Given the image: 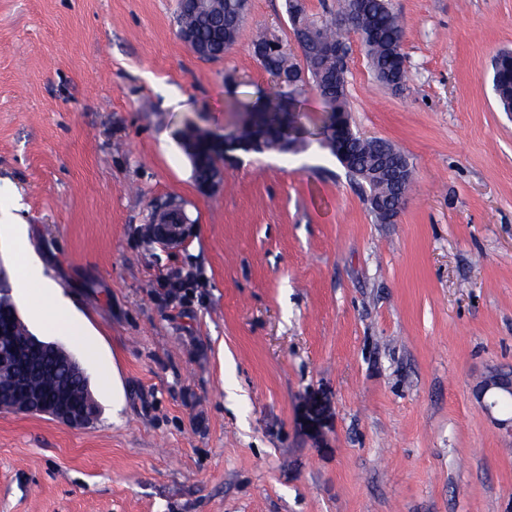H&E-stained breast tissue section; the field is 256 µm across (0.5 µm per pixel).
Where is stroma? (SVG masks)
Returning a JSON list of instances; mask_svg holds the SVG:
<instances>
[{
  "instance_id": "stroma-1",
  "label": "stroma",
  "mask_w": 512,
  "mask_h": 512,
  "mask_svg": "<svg viewBox=\"0 0 512 512\" xmlns=\"http://www.w3.org/2000/svg\"><path fill=\"white\" fill-rule=\"evenodd\" d=\"M409 78L381 86L349 34L351 124L413 164L377 223L321 144L239 153L203 191L177 133H232L274 92L248 0L220 60L177 34L179 0H0V179L28 243L0 269L31 331L26 250L91 334L98 418L0 412V512H512V434L476 396L512 371V112L492 65L512 0H390ZM178 200L192 232L143 235Z\"/></svg>"
}]
</instances>
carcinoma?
<instances>
[{
  "label": "carcinoma",
  "mask_w": 512,
  "mask_h": 512,
  "mask_svg": "<svg viewBox=\"0 0 512 512\" xmlns=\"http://www.w3.org/2000/svg\"><path fill=\"white\" fill-rule=\"evenodd\" d=\"M286 11L291 23L295 43L298 44L303 63H298L292 53H286L273 45V39L260 32L252 42L255 49L265 52L257 61L270 74H292L298 79L296 85H281L269 95L260 97L249 108L256 120L279 134V151L288 149L286 141L298 146L303 140L296 137L297 128L291 114L298 111L299 96L306 90L304 84L311 82L336 95V111H349L346 82H336V59L322 52V45L334 42L348 50L345 34L353 31L362 34L369 67L375 78L392 91H400L408 78L407 56L402 51L403 27L393 12L388 0H362L357 8L356 0H337L336 12L354 15V23L348 26L336 24V16L316 19L306 12L301 0H286ZM179 32L189 33L195 42L203 46L200 57L216 60L224 57L236 42L244 24L240 0H180L177 14ZM493 89L502 109L512 106V54H500L494 63ZM209 134L199 130L193 135L196 142L198 162L193 164L194 179L197 183L209 180L219 174L224 157L205 144ZM387 154L403 168H412L407 156L392 143L381 139H366L358 147L355 157L357 178L369 187V204H378L385 209L396 198L395 186L377 173L376 160ZM6 327L11 340L21 342L33 336L18 315L16 306L9 295V289L0 285V326ZM43 358L47 366L56 369L60 378L65 377L66 363L73 357L62 347L45 350Z\"/></svg>",
  "instance_id": "obj_1"
}]
</instances>
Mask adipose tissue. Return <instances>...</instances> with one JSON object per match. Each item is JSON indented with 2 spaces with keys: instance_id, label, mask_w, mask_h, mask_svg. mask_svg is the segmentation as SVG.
I'll use <instances>...</instances> for the list:
<instances>
[{
  "instance_id": "obj_1",
  "label": "adipose tissue",
  "mask_w": 512,
  "mask_h": 512,
  "mask_svg": "<svg viewBox=\"0 0 512 512\" xmlns=\"http://www.w3.org/2000/svg\"><path fill=\"white\" fill-rule=\"evenodd\" d=\"M18 280L34 312L40 318L44 329L51 334L69 337L74 343L87 345L84 326L71 314L60 292L45 278L42 267L34 260L23 262Z\"/></svg>"
}]
</instances>
